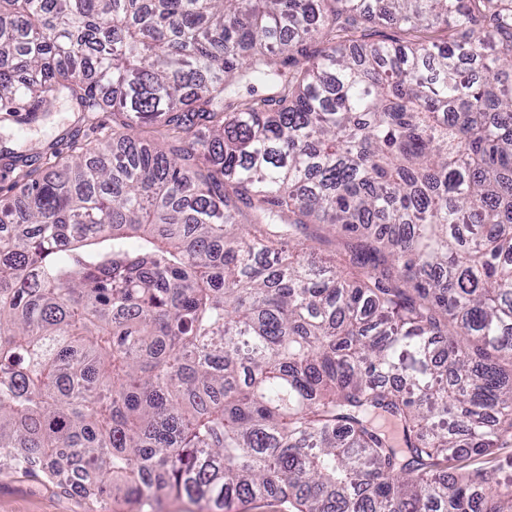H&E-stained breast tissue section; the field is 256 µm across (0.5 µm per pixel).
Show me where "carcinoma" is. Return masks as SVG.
Listing matches in <instances>:
<instances>
[{
  "instance_id": "carcinoma-1",
  "label": "carcinoma",
  "mask_w": 512,
  "mask_h": 512,
  "mask_svg": "<svg viewBox=\"0 0 512 512\" xmlns=\"http://www.w3.org/2000/svg\"><path fill=\"white\" fill-rule=\"evenodd\" d=\"M59 92L112 133L0 203V469L512 512L448 466L512 444V0H0V129ZM367 32L369 38L371 40H382V39H393V40H401V41H410L415 39L412 37L413 35L423 36V33H415L410 30H406L403 26H395L389 23H384L382 25H371V28H368Z\"/></svg>"
}]
</instances>
